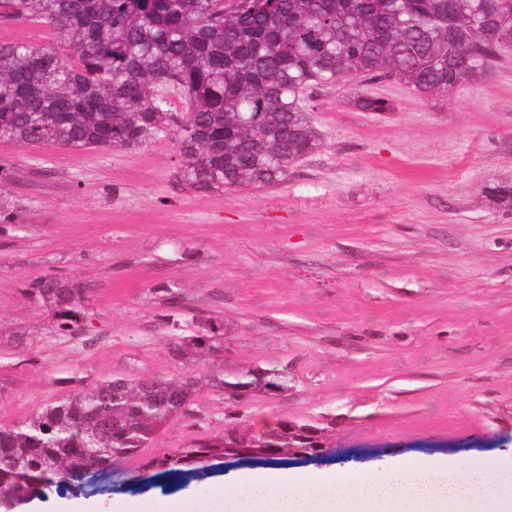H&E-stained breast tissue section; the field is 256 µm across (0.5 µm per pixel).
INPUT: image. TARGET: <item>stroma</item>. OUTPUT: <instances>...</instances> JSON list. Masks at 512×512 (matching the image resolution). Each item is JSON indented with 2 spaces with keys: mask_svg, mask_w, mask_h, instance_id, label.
Wrapping results in <instances>:
<instances>
[{
  "mask_svg": "<svg viewBox=\"0 0 512 512\" xmlns=\"http://www.w3.org/2000/svg\"><path fill=\"white\" fill-rule=\"evenodd\" d=\"M363 112L340 86L310 94L322 145L279 186L207 195L175 180L173 140L83 151L0 142V423L24 420L112 376L173 378L176 323H224L222 357L196 375L278 368L285 392L254 393L241 428L324 427L325 452L280 467L380 468L396 459L512 461V211L486 186L512 181V45L482 77L428 99L396 81ZM52 274L80 288L81 334L60 335L23 291ZM224 392L202 387L149 447L112 464L94 512H199L229 456L188 476L148 459L221 431Z\"/></svg>",
  "mask_w": 512,
  "mask_h": 512,
  "instance_id": "1",
  "label": "stroma"
}]
</instances>
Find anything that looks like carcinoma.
<instances>
[{"label": "carcinoma", "instance_id": "obj_1", "mask_svg": "<svg viewBox=\"0 0 512 512\" xmlns=\"http://www.w3.org/2000/svg\"><path fill=\"white\" fill-rule=\"evenodd\" d=\"M40 26L56 40L0 43V141L74 150L176 142L180 182L195 193L272 188L321 141L309 109L315 87L345 85L364 112L391 102L362 90L396 80L440 96L499 59L512 0H0V26ZM182 107H174L172 97ZM512 210V183L487 187ZM27 298L49 306L59 334L87 319L83 298L47 276ZM173 348L188 365L224 351V327L192 319ZM276 376L245 367L214 375L224 399L263 392ZM199 380L113 377L78 389L17 424H0V498L79 490L94 472L148 447L187 412ZM325 429L285 420L236 427L145 463L192 471L226 454L307 455Z\"/></svg>", "mask_w": 512, "mask_h": 512}]
</instances>
